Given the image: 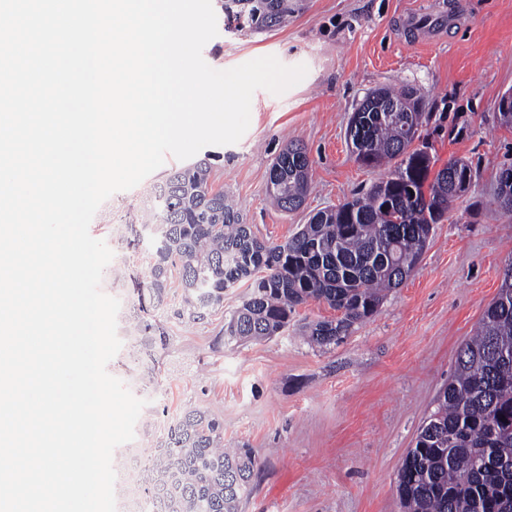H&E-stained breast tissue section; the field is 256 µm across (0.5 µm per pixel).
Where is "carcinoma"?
<instances>
[{"label":"carcinoma","mask_w":512,"mask_h":512,"mask_svg":"<svg viewBox=\"0 0 512 512\" xmlns=\"http://www.w3.org/2000/svg\"><path fill=\"white\" fill-rule=\"evenodd\" d=\"M238 18L255 29L283 13L274 0H232ZM417 91L380 87L352 113L347 137L357 159L394 168L370 189L316 212L282 244L259 240L224 191L210 182L201 161L154 185L150 218L138 237L152 236L149 294L161 302L175 268L185 298L181 314L194 320L224 302V289L251 279L253 291L228 321L232 339H263L288 325L309 300L340 312L311 325L308 340L336 344L352 326L374 316L385 292L400 287L422 260L433 225L459 198L455 176L477 171L463 159L436 160L412 148L423 124ZM310 160L300 145L283 150L269 169L268 192L285 211L298 209L308 189ZM496 198H512V169L501 171ZM265 275L257 278L255 274ZM157 326L140 320V347L128 352L139 365ZM224 426L199 409L171 425L151 456L144 489L148 512H239L252 492L250 452L221 448ZM403 512H512V263L497 297L485 308L475 337L462 345L436 410L397 475Z\"/></svg>","instance_id":"obj_1"}]
</instances>
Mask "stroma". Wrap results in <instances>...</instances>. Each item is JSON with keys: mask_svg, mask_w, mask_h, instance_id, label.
<instances>
[{"mask_svg": "<svg viewBox=\"0 0 512 512\" xmlns=\"http://www.w3.org/2000/svg\"><path fill=\"white\" fill-rule=\"evenodd\" d=\"M212 5L218 34L203 48L211 67L273 55L307 68L282 95L254 93L239 142L199 153L259 238L284 243L312 213L378 181L381 170L356 161L346 128L381 86L415 88L431 115L421 141L439 163L461 158L478 176L434 225L414 272L342 342H306L310 325L337 316L318 301L297 306L276 336L228 339L225 325L249 298V281L226 288L223 305L193 321L178 314L184 288L174 274L150 311L164 334L143 369L128 363L125 350L140 340L135 285L149 276L152 244L131 248L128 226L145 208L147 189L183 163L166 157L139 185L109 197L89 227L113 252L102 282L120 302L123 349L107 370L146 402L134 440L113 453L121 461L117 512H145L150 451L191 409L223 423L225 447L253 452L254 491L241 512H399L402 461L512 261V213L495 195L501 171L512 167V127L498 115L501 96L512 92V0H288L283 22L264 31L231 20L220 0ZM430 14L445 25L428 36L415 20ZM292 143L307 150L311 191L287 213L272 204L267 183Z\"/></svg>", "mask_w": 512, "mask_h": 512, "instance_id": "1", "label": "stroma"}]
</instances>
